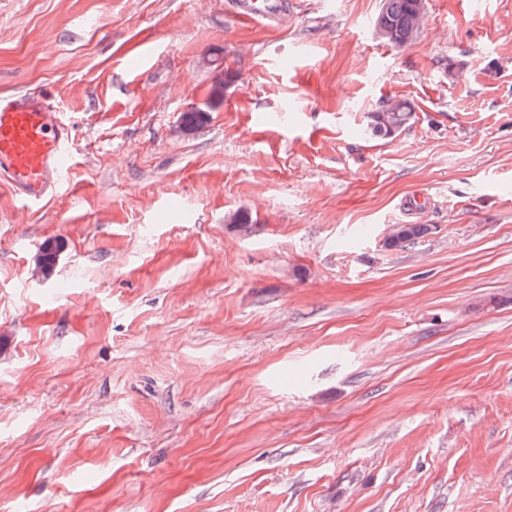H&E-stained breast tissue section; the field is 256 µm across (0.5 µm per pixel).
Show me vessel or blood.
<instances>
[{
	"instance_id": "b4317fda",
	"label": "vessel or blood",
	"mask_w": 512,
	"mask_h": 512,
	"mask_svg": "<svg viewBox=\"0 0 512 512\" xmlns=\"http://www.w3.org/2000/svg\"><path fill=\"white\" fill-rule=\"evenodd\" d=\"M281 0H233L232 12L265 24L275 23ZM74 150L71 126L40 97L0 96V179L22 200L36 204L55 195Z\"/></svg>"
}]
</instances>
